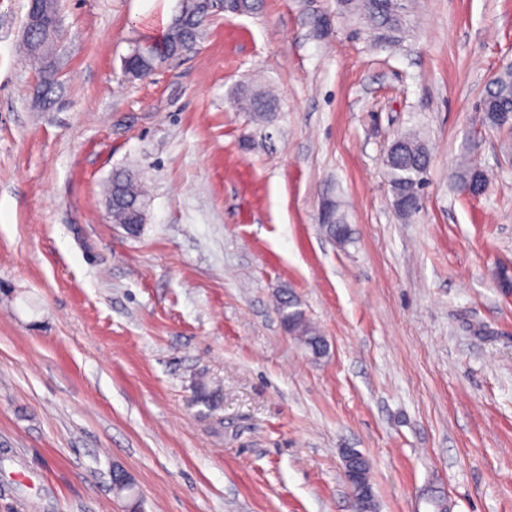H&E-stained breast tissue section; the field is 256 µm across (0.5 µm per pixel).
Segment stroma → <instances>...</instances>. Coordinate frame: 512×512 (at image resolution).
I'll list each match as a JSON object with an SVG mask.
<instances>
[{"label": "stroma", "instance_id": "stroma-1", "mask_svg": "<svg viewBox=\"0 0 512 512\" xmlns=\"http://www.w3.org/2000/svg\"><path fill=\"white\" fill-rule=\"evenodd\" d=\"M179 5L61 0L45 107L29 0H0V512H125L116 466L141 512H351L345 448L377 512H512V134L476 110L512 0H404L392 44L343 0H258L128 80L146 17ZM247 85L279 111H236ZM411 131L431 165L406 219L384 158ZM468 136L478 197L451 187ZM118 169L149 189L135 235L102 194ZM36 40V38L32 40H25L24 47L29 57L33 59L35 63L41 65L40 70L43 77L40 85L41 90L38 91L37 100L39 104H46L51 102L52 95L56 93L58 81L55 77V73L49 69L42 68V64L55 52L56 42L45 40L40 42L35 49L34 43ZM278 309L286 317L285 325L291 335L305 337L309 346L325 353L327 344L324 337L319 334L304 312L297 308V303L288 292L279 296Z\"/></svg>", "mask_w": 512, "mask_h": 512}]
</instances>
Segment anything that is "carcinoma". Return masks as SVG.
I'll use <instances>...</instances> for the list:
<instances>
[{"mask_svg":"<svg viewBox=\"0 0 512 512\" xmlns=\"http://www.w3.org/2000/svg\"><path fill=\"white\" fill-rule=\"evenodd\" d=\"M351 10L367 19L377 31L378 39L391 41L400 25L398 0H346ZM208 0H183L179 13L168 25L160 40L139 45L137 62L131 63L126 76L139 78L137 70L142 63H156L169 57L174 58L188 52L198 45L203 28L210 18ZM56 43L27 40L25 50L38 64L55 52ZM43 74L38 102H51L56 93L57 79L49 69H41ZM235 106L239 112H248L259 118H267L276 108L275 98L265 92L243 90L236 98ZM479 112L482 123L495 131L512 130V126L502 123L505 112L512 113V67L506 66L491 82L480 99ZM431 156L425 141L416 134H401L389 147L385 156V168L388 182L397 211L403 217H410L419 209L422 191L426 185ZM454 187L462 194L476 186L485 189L488 184L485 170L476 162L472 153L462 152L461 159L452 173ZM106 203L112 217V223L123 224L134 234L145 223L146 190L141 180L129 170H116L107 187ZM336 223L325 227L328 235L341 245L350 242V232L345 216L338 206H333ZM279 311L286 317L287 330L294 336L306 338L307 344L320 352L326 351L327 344L323 336L307 319L304 312L288 293L279 296Z\"/></svg>","mask_w":512,"mask_h":512,"instance_id":"carcinoma-1","label":"carcinoma"}]
</instances>
